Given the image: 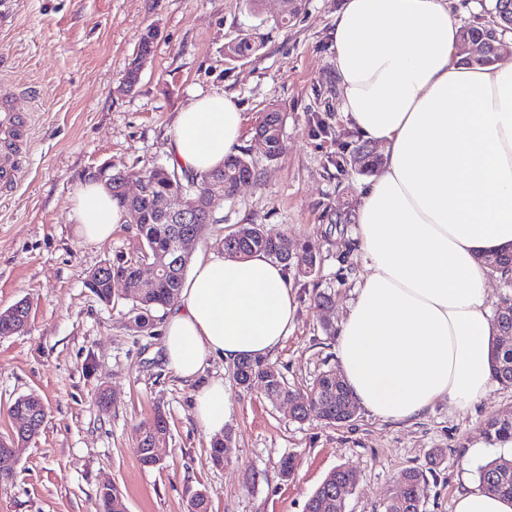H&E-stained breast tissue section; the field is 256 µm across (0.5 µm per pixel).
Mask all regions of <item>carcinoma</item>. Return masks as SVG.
Instances as JSON below:
<instances>
[{
    "mask_svg": "<svg viewBox=\"0 0 512 512\" xmlns=\"http://www.w3.org/2000/svg\"><path fill=\"white\" fill-rule=\"evenodd\" d=\"M155 45L146 38L139 41L136 56L130 64L126 75H131L142 65L143 56L153 55ZM258 49L252 36L241 34L227 44V55L232 58H244ZM258 127L266 132V158L273 160L283 151L282 115L276 109L261 115ZM149 192L136 202L129 204L123 196L112 192L121 211L122 222L136 225L142 246L141 256L135 260L114 264L107 269V274L99 281L101 289L97 290L99 299L108 293V280L111 278L124 281L127 292L136 302L132 322L134 329L143 332L153 328L152 311L165 308L178 299L187 266L180 265L170 270L168 276L155 288L141 286L140 265L144 263H168V250L172 241V230L183 228L192 233L202 230L210 223L211 214L199 209L196 221L192 224H167L161 221L158 213V200L169 194L173 188H181L199 198H206L210 190V179L219 177L224 180V201L231 202L237 195L239 185L257 178L256 169L246 154H230L224 163L216 168L187 175L174 185L168 172L154 168L144 173ZM287 235L277 232L263 224H243L228 233L219 242L221 249L230 257H249L264 254L268 258L285 265H293L302 275L309 269L316 268V256L310 250L299 251L292 247V256L285 260L280 257L281 242ZM493 323L496 336H512V297L503 299L497 309ZM492 378L504 387H512V346L496 340L490 356ZM235 381L249 389L254 384L263 387L265 395H277L279 389L286 387L282 373L266 360L242 359L235 365ZM299 404L292 412L298 422H304L317 416L329 424L343 423L352 419L347 411L346 400L350 399L349 390L336 380V371L321 372L313 384L304 393L296 394ZM169 424L161 411H156L152 418L141 422L137 428L135 452L140 463L145 467L156 466L151 446L154 441L166 439ZM486 439L507 444L512 443V412L492 417L485 428ZM480 487L486 492L512 499V458L499 457L481 466L477 472ZM354 475L341 467L331 470L317 489L308 498L305 512H344L345 504L337 501L339 495L347 494L353 488ZM428 485L427 469L410 466L403 469L397 480L396 491L389 499L385 512H417ZM100 512H127L123 496L117 486L104 483L98 489Z\"/></svg>",
    "mask_w": 512,
    "mask_h": 512,
    "instance_id": "cac0c4a2",
    "label": "carcinoma"
}]
</instances>
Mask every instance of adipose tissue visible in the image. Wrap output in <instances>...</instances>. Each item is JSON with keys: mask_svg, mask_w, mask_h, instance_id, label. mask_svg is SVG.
<instances>
[{"mask_svg": "<svg viewBox=\"0 0 512 512\" xmlns=\"http://www.w3.org/2000/svg\"><path fill=\"white\" fill-rule=\"evenodd\" d=\"M451 0H346L334 20L342 111L383 163L356 212L365 272L337 337L339 373L373 416L402 421L436 402L466 409L493 385L488 260L512 247V64L462 65ZM234 95L196 96L177 112L168 152L178 170L223 163L241 145ZM72 219L86 241L111 237L117 203L79 187ZM298 290L263 255L198 256L166 317L163 350L198 383L195 418L223 432L228 399L210 360L264 359L294 330Z\"/></svg>", "mask_w": 512, "mask_h": 512, "instance_id": "obj_1", "label": "adipose tissue"}]
</instances>
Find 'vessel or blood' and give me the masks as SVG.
<instances>
[{
	"label": "vessel or blood",
	"instance_id": "b4317fda",
	"mask_svg": "<svg viewBox=\"0 0 512 512\" xmlns=\"http://www.w3.org/2000/svg\"><path fill=\"white\" fill-rule=\"evenodd\" d=\"M31 116L19 111L10 90L0 86V192L18 187L23 153L30 142Z\"/></svg>",
	"mask_w": 512,
	"mask_h": 512
}]
</instances>
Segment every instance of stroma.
<instances>
[{"instance_id":"35a3bbf8","label":"stroma","mask_w":512,"mask_h":512,"mask_svg":"<svg viewBox=\"0 0 512 512\" xmlns=\"http://www.w3.org/2000/svg\"><path fill=\"white\" fill-rule=\"evenodd\" d=\"M343 2L302 0L284 25L279 0H263L257 14L242 0H11L0 20V82L21 90L16 105L32 115V145L20 185L0 194V308L27 298L33 311L25 333L0 338V434H9L7 408L19 396L39 395L48 415L20 457L5 463L13 481L0 487V512H99L105 481L121 490L128 512H188L201 491L209 512H304L339 466L357 476L345 512H384L400 471L436 451L443 459L428 476L422 512H452L456 490L476 483L481 465L512 457V447L483 434L490 416L512 411V387L493 385L465 410L440 401L405 422L361 409L345 423L298 422L261 387L240 388L232 366L214 359L202 377L223 380L233 438L215 464L213 437L195 419V387L164 360L166 310L154 311L152 331L138 333L122 283L108 304L85 286L91 270L136 258L141 245L132 224L103 242L76 235L70 214L88 171L108 164L134 177L169 165L180 108L200 93L232 92L244 115L241 149L259 177L215 211L192 252L218 254V241L242 224L266 225L312 249L315 273L293 276L297 324L269 360L300 392L337 368L338 327L364 267L356 210L375 173L351 163L360 141L341 113L333 20ZM150 28L155 51L125 90ZM242 33L259 48L230 59L224 47ZM271 107L284 115V149L270 161L254 135ZM319 293L331 297L321 310ZM101 387L116 399L107 412L96 403ZM158 409L170 434L159 465L145 468L136 428ZM289 455L297 467L286 478L281 461Z\"/></svg>"}]
</instances>
